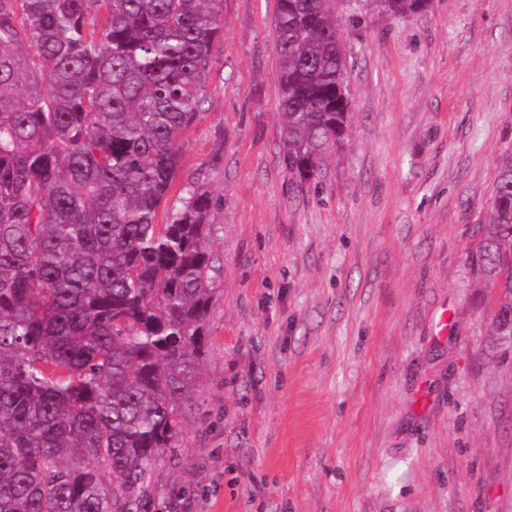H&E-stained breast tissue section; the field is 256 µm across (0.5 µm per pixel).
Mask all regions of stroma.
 <instances>
[{
  "instance_id": "1",
  "label": "stroma",
  "mask_w": 512,
  "mask_h": 512,
  "mask_svg": "<svg viewBox=\"0 0 512 512\" xmlns=\"http://www.w3.org/2000/svg\"><path fill=\"white\" fill-rule=\"evenodd\" d=\"M276 0H224L182 185L218 271L176 448L138 512H512V336L472 256L512 149V0L345 24L350 119L285 159ZM447 328H440V321Z\"/></svg>"
}]
</instances>
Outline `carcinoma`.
Returning a JSON list of instances; mask_svg holds the SVG:
<instances>
[{"label":"carcinoma","instance_id":"1","mask_svg":"<svg viewBox=\"0 0 512 512\" xmlns=\"http://www.w3.org/2000/svg\"><path fill=\"white\" fill-rule=\"evenodd\" d=\"M223 0H0V512H130L181 432L213 295V198L157 212L205 111ZM421 0H276L290 170L343 139L354 21ZM473 263L512 335V150Z\"/></svg>","mask_w":512,"mask_h":512}]
</instances>
